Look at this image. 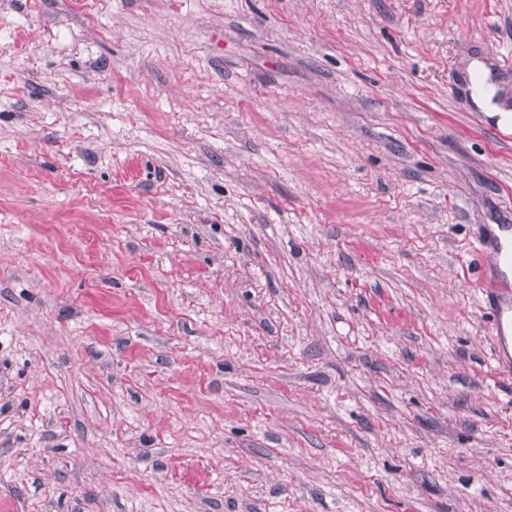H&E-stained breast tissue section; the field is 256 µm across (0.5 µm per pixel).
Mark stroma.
Instances as JSON below:
<instances>
[{
  "label": "stroma",
  "mask_w": 512,
  "mask_h": 512,
  "mask_svg": "<svg viewBox=\"0 0 512 512\" xmlns=\"http://www.w3.org/2000/svg\"><path fill=\"white\" fill-rule=\"evenodd\" d=\"M85 1L0 0V501L512 512V0ZM501 233L479 241V251L496 256L497 269L480 282L483 297L488 299L495 333L494 370L498 378L512 376V226L500 227Z\"/></svg>",
  "instance_id": "1"
}]
</instances>
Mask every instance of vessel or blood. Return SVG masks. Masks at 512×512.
<instances>
[{
	"label": "vessel or blood",
	"instance_id": "b4317fda",
	"mask_svg": "<svg viewBox=\"0 0 512 512\" xmlns=\"http://www.w3.org/2000/svg\"><path fill=\"white\" fill-rule=\"evenodd\" d=\"M481 250L495 255L497 269L480 283L490 306L495 333L494 370L498 378L512 377V226L481 241Z\"/></svg>",
	"mask_w": 512,
	"mask_h": 512
}]
</instances>
